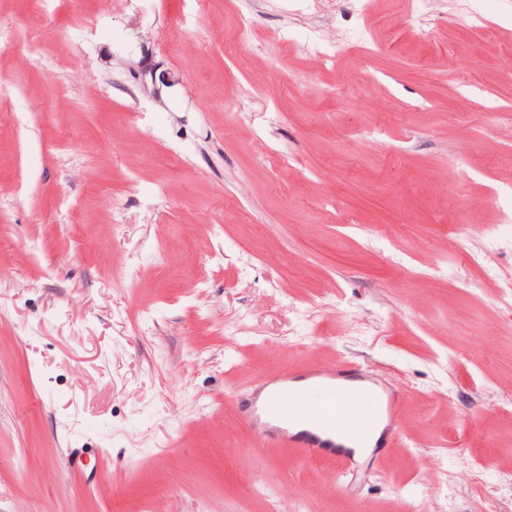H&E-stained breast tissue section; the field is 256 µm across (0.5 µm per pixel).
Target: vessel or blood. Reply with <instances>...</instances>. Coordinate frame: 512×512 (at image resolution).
Instances as JSON below:
<instances>
[{"mask_svg":"<svg viewBox=\"0 0 512 512\" xmlns=\"http://www.w3.org/2000/svg\"><path fill=\"white\" fill-rule=\"evenodd\" d=\"M397 412L395 397L344 363L275 378L265 406L253 402L245 409L253 424L265 415L280 422L275 447L339 464L351 459L347 439L367 440L375 424L394 419Z\"/></svg>","mask_w":512,"mask_h":512,"instance_id":"1","label":"vessel or blood"}]
</instances>
